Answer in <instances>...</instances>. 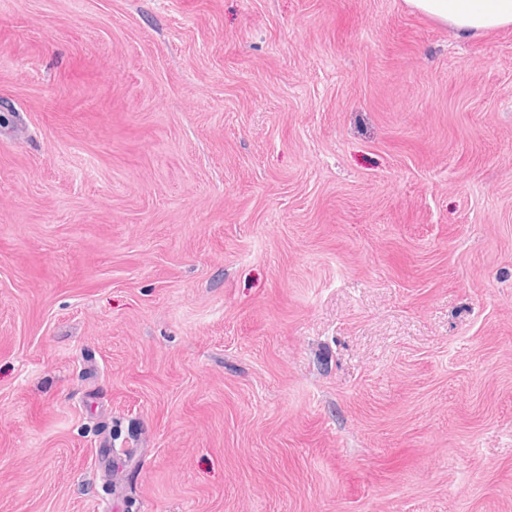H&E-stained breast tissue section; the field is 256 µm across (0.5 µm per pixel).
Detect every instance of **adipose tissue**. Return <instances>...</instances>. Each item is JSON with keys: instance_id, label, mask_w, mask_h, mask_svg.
Returning <instances> with one entry per match:
<instances>
[{"instance_id": "1", "label": "adipose tissue", "mask_w": 512, "mask_h": 512, "mask_svg": "<svg viewBox=\"0 0 512 512\" xmlns=\"http://www.w3.org/2000/svg\"><path fill=\"white\" fill-rule=\"evenodd\" d=\"M460 35L512 25V0H405Z\"/></svg>"}]
</instances>
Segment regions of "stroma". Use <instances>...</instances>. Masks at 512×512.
<instances>
[{
    "label": "stroma",
    "instance_id": "stroma-1",
    "mask_svg": "<svg viewBox=\"0 0 512 512\" xmlns=\"http://www.w3.org/2000/svg\"><path fill=\"white\" fill-rule=\"evenodd\" d=\"M95 500L512 512V26L0 0V512Z\"/></svg>",
    "mask_w": 512,
    "mask_h": 512
}]
</instances>
